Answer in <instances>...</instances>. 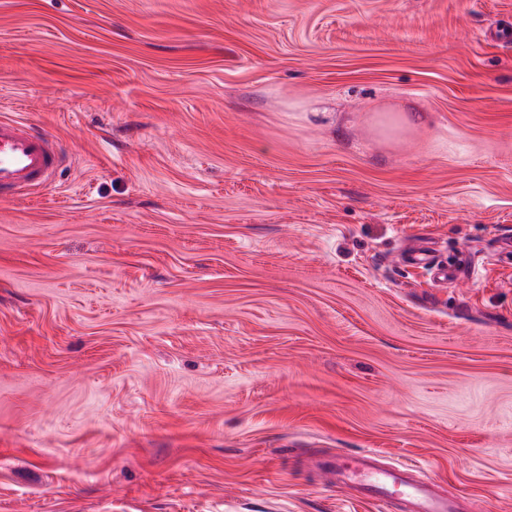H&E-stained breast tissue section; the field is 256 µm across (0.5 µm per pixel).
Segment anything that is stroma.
<instances>
[{
  "mask_svg": "<svg viewBox=\"0 0 512 512\" xmlns=\"http://www.w3.org/2000/svg\"><path fill=\"white\" fill-rule=\"evenodd\" d=\"M0 512H512V0H0ZM434 241L476 281L398 257ZM63 160L59 144L26 118H0V200L46 186ZM328 484L355 488L365 499L386 506L399 500L403 512H456L459 504L439 485L421 474L413 461L389 467L370 451L337 457L336 462L317 461Z\"/></svg>",
  "mask_w": 512,
  "mask_h": 512,
  "instance_id": "1",
  "label": "stroma"
}]
</instances>
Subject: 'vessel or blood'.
Masks as SVG:
<instances>
[{
  "mask_svg": "<svg viewBox=\"0 0 512 512\" xmlns=\"http://www.w3.org/2000/svg\"><path fill=\"white\" fill-rule=\"evenodd\" d=\"M63 160L59 144L26 118H0V199L22 189L46 186ZM477 274L475 265L467 262L437 271L443 283L471 281ZM318 467L328 484L355 488L364 498L387 506L399 502L402 512H456L458 508L411 461L388 467L365 451L319 462Z\"/></svg>",
  "mask_w": 512,
  "mask_h": 512,
  "instance_id": "vessel-or-blood-1",
  "label": "vessel or blood"
}]
</instances>
